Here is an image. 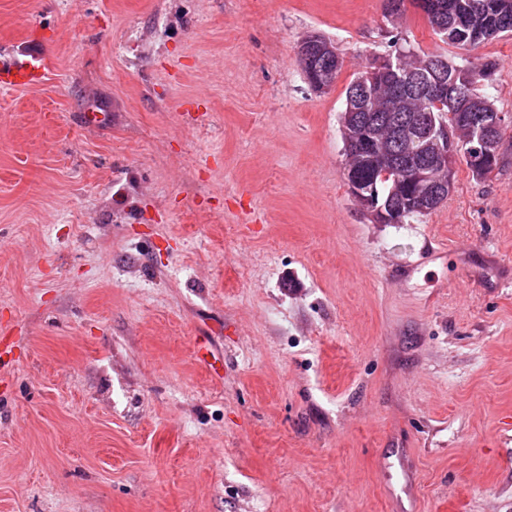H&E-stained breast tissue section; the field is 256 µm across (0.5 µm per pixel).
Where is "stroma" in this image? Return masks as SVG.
Masks as SVG:
<instances>
[{"mask_svg":"<svg viewBox=\"0 0 512 512\" xmlns=\"http://www.w3.org/2000/svg\"><path fill=\"white\" fill-rule=\"evenodd\" d=\"M36 30L44 83L0 93V512H512V136L378 224L340 121L399 44L494 58L512 114V38L384 0H0V52ZM324 42H327L331 45V47L334 49V52L331 54V60L329 66H331L335 71V79L338 75V73L341 72L343 67V59L340 57L339 53L337 52V48L332 40H327L326 38L322 37ZM321 42L317 35H309L305 36L302 41L299 44L298 53L299 57L302 59L303 64L300 60V64L302 66L303 74L306 76V79L308 82H310V75L308 70L305 68L307 65H310L312 63H316V61L327 51H331V47ZM324 56V55H323ZM299 58V59H300ZM336 62H337V70H336Z\"/></svg>","mask_w":512,"mask_h":512,"instance_id":"35a3bbf8","label":"stroma"}]
</instances>
